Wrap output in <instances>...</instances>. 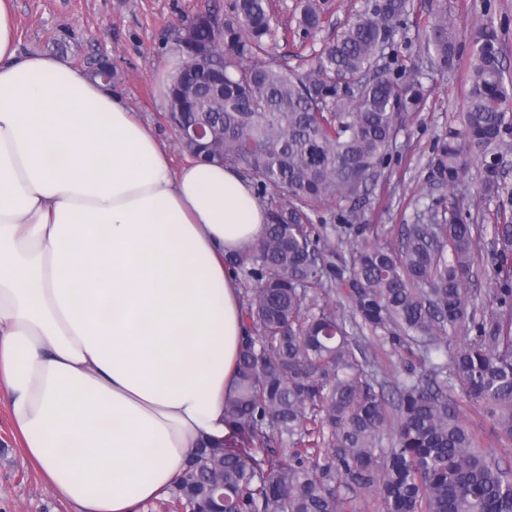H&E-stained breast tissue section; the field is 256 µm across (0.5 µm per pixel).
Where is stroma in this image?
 <instances>
[{"label":"stroma","mask_w":512,"mask_h":512,"mask_svg":"<svg viewBox=\"0 0 512 512\" xmlns=\"http://www.w3.org/2000/svg\"><path fill=\"white\" fill-rule=\"evenodd\" d=\"M231 0H14V17L22 53H47L86 69L94 57L107 55L115 68L112 87L131 111L166 144L173 167L188 163L176 134L165 119V84L179 61L178 25L181 17L212 11L224 14ZM323 24L312 36L296 34L279 41L273 53L298 65L301 47L317 48L335 38L356 14L363 0H320ZM492 12L506 27L503 55L512 70V0H448V14L458 39L469 44ZM467 67L440 74L430 70L425 81L432 93L422 112L397 139V150L385 168L378 188L364 208L363 221L377 225L379 237L398 240L397 228L412 224L420 209V194L439 196L427 185V163L438 139L462 121ZM481 165H471L467 191L473 199L471 218L491 225L502 221L505 196H482ZM0 512H73L71 505L54 493L38 470L18 448L5 403L0 402Z\"/></svg>","instance_id":"stroma-1"}]
</instances>
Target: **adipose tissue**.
Instances as JSON below:
<instances>
[{"label": "adipose tissue", "mask_w": 512, "mask_h": 512, "mask_svg": "<svg viewBox=\"0 0 512 512\" xmlns=\"http://www.w3.org/2000/svg\"><path fill=\"white\" fill-rule=\"evenodd\" d=\"M267 210L231 168H172L127 104L19 55L0 0V393L75 512H141L228 435L243 300L227 263Z\"/></svg>", "instance_id": "ef3b65f1"}]
</instances>
